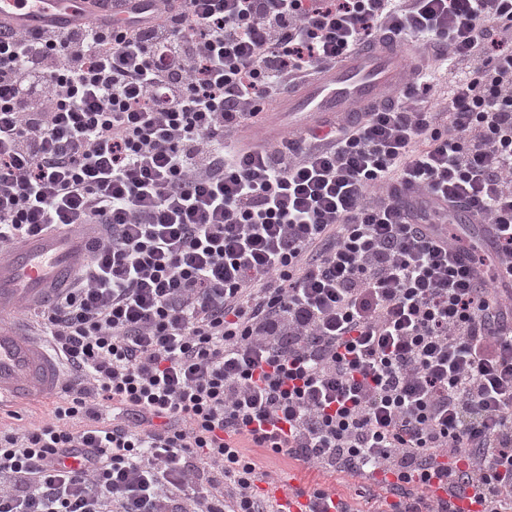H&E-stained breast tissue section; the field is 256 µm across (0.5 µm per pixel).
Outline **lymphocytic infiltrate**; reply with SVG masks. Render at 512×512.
<instances>
[{"label": "lymphocytic infiltrate", "instance_id": "lymphocytic-infiltrate-1", "mask_svg": "<svg viewBox=\"0 0 512 512\" xmlns=\"http://www.w3.org/2000/svg\"><path fill=\"white\" fill-rule=\"evenodd\" d=\"M154 0L0 31V247L97 224L42 312L51 420L0 430V512H280L261 457L380 477L391 512L512 504V0ZM381 32L448 108L227 142ZM416 187L404 204L395 187ZM493 226L458 266L437 214Z\"/></svg>", "mask_w": 512, "mask_h": 512}]
</instances>
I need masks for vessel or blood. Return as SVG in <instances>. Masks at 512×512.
<instances>
[{
	"mask_svg": "<svg viewBox=\"0 0 512 512\" xmlns=\"http://www.w3.org/2000/svg\"><path fill=\"white\" fill-rule=\"evenodd\" d=\"M93 9L92 0H0V21L36 30L46 25L71 26ZM407 79L401 49L385 39L355 50L344 62L290 88L278 108L268 113L265 139H274L281 125L306 133L321 130L334 117L354 118L384 102L390 90ZM91 234L83 237L55 230L19 245L0 259V403L34 400L61 386L57 362L22 325H7L20 303H48L56 291L71 285L88 254ZM292 479L275 478L269 487L285 512H306L307 497L294 495Z\"/></svg>",
	"mask_w": 512,
	"mask_h": 512,
	"instance_id": "vessel-or-blood-1",
	"label": "vessel or blood"
}]
</instances>
